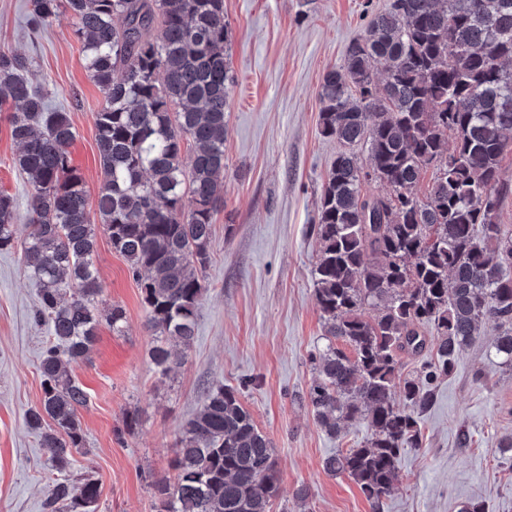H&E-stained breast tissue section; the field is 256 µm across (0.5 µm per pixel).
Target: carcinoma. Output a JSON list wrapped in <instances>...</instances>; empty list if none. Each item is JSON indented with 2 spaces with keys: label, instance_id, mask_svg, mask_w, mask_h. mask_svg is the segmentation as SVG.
<instances>
[{
  "label": "carcinoma",
  "instance_id": "1",
  "mask_svg": "<svg viewBox=\"0 0 512 512\" xmlns=\"http://www.w3.org/2000/svg\"><path fill=\"white\" fill-rule=\"evenodd\" d=\"M62 7L103 95L94 116L100 224L140 288L156 336L150 358L164 377L180 363L176 346L194 338L213 216L224 206L233 83L224 0H29L31 24L51 23ZM29 74L27 58L0 46V107L12 106L14 165L29 184L21 243L16 200L0 192V252L21 247L39 285L35 317L52 336L39 363L42 398L26 415L61 474L45 512H95L96 480L78 486L63 475L83 446L78 414L88 401L70 367L102 324L121 331L125 312L98 305L97 228L69 151L76 129ZM318 98L320 133L341 150L311 225L327 344L309 402L330 433L366 421L370 435L323 470L348 475L378 507L401 454L421 447L436 382L482 322L498 329L489 354L512 370V232L497 224L509 191L500 163L512 147V0H391L326 72ZM371 182L386 192L367 193ZM405 355L420 360L414 377H401ZM171 468L173 479L152 484L155 512H270L279 493L271 441L231 386L206 392Z\"/></svg>",
  "mask_w": 512,
  "mask_h": 512
}]
</instances>
